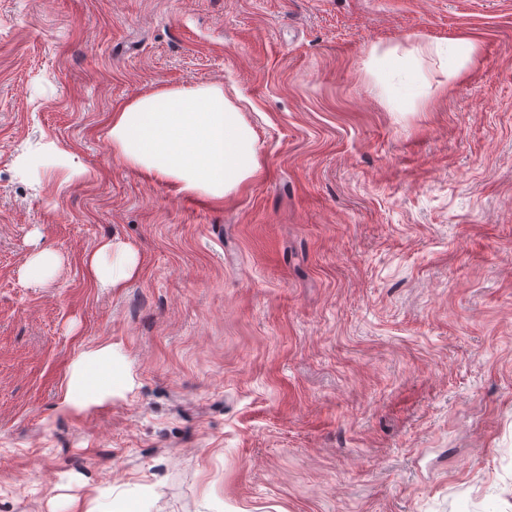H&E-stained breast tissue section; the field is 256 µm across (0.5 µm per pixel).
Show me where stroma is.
Masks as SVG:
<instances>
[{"mask_svg": "<svg viewBox=\"0 0 512 512\" xmlns=\"http://www.w3.org/2000/svg\"><path fill=\"white\" fill-rule=\"evenodd\" d=\"M216 82L235 195L114 157L117 106ZM45 139L89 177L19 176ZM0 512H512V0H0ZM430 46L446 58L447 67L449 63L454 74L458 73L459 70L465 68L467 63L471 62L472 56L475 52V46L466 39L453 40L445 49H442L438 44L431 43ZM458 48H461L465 52L461 61L456 51ZM117 252L119 256L117 270L115 265L107 263V257ZM89 278L102 288H122L138 271L136 253L128 246L115 244L112 239L102 241L97 249L86 259ZM59 263V257L53 251L43 249L33 253L28 261L27 267L30 273L37 276V280L42 282L45 276L52 271ZM112 367L111 343L81 352L72 364L66 390L60 401V411L80 410L111 400Z\"/></svg>", "mask_w": 512, "mask_h": 512, "instance_id": "obj_1", "label": "stroma"}]
</instances>
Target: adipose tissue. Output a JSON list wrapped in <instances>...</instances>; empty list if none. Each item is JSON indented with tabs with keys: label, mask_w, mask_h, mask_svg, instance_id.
<instances>
[{
	"label": "adipose tissue",
	"mask_w": 512,
	"mask_h": 512,
	"mask_svg": "<svg viewBox=\"0 0 512 512\" xmlns=\"http://www.w3.org/2000/svg\"><path fill=\"white\" fill-rule=\"evenodd\" d=\"M107 136L122 163L187 196L224 200L261 169L256 134L219 83L161 88L124 103L113 110ZM46 165L61 170L68 181L86 172L54 140L16 159L24 173ZM86 270L97 285L121 288L136 275L138 260L130 247L108 239L87 257ZM112 367L111 344L81 352L72 364L60 411L111 400Z\"/></svg>",
	"instance_id": "obj_1"
}]
</instances>
